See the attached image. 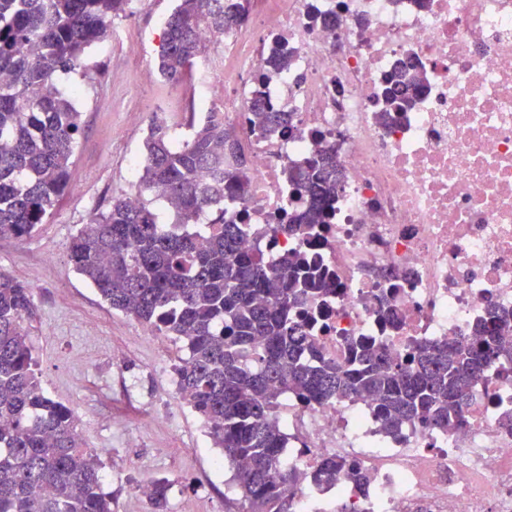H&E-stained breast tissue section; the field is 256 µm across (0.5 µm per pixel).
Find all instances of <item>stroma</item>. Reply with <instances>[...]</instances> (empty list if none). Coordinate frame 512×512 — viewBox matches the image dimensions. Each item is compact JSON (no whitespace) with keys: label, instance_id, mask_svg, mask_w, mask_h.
<instances>
[{"label":"stroma","instance_id":"obj_1","mask_svg":"<svg viewBox=\"0 0 512 512\" xmlns=\"http://www.w3.org/2000/svg\"><path fill=\"white\" fill-rule=\"evenodd\" d=\"M172 9L171 0H145L125 25L160 44ZM138 67L108 38L85 51L74 73L57 76L58 85L77 89L82 113L71 188L32 237L0 239V271L34 289L35 314L25 327L41 383L74 409L116 512H151L138 492L149 476L172 481L169 512H236L233 472L203 419L177 393L178 346L159 345L139 322L112 309L68 259L81 225L126 195L128 160L142 155L153 110L167 96L156 84L136 81Z\"/></svg>","mask_w":512,"mask_h":512}]
</instances>
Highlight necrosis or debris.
<instances>
[{
    "instance_id": "1",
    "label": "necrosis or debris",
    "mask_w": 512,
    "mask_h": 512,
    "mask_svg": "<svg viewBox=\"0 0 512 512\" xmlns=\"http://www.w3.org/2000/svg\"><path fill=\"white\" fill-rule=\"evenodd\" d=\"M334 16L325 24L326 16ZM249 23L225 30L206 71L171 100L218 112L250 166L244 197L224 198V219L270 262L317 256L339 289L314 330L338 363L350 337L403 356L422 341L469 335L488 304L512 312V0H250ZM288 69L269 70L276 39ZM422 63L424 94L397 124L379 123L384 77L395 61ZM262 84L287 124H250ZM330 148L345 173L328 224L307 236L285 221L299 204L285 177ZM402 283V323L382 332L375 313L386 287ZM512 374L491 371L462 431L412 427L386 435L375 406L343 399L314 409L288 405L286 464L297 512H512ZM354 457L365 493L310 475L321 458Z\"/></svg>"
}]
</instances>
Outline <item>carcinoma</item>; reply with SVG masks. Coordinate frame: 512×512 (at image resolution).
<instances>
[{
    "label": "carcinoma",
    "mask_w": 512,
    "mask_h": 512,
    "mask_svg": "<svg viewBox=\"0 0 512 512\" xmlns=\"http://www.w3.org/2000/svg\"><path fill=\"white\" fill-rule=\"evenodd\" d=\"M127 0H0V238L27 239L46 222L69 188L81 133V112L54 83L76 70L85 50L104 40ZM177 0L165 20L156 66L168 84L187 77L208 43L199 33L239 23L245 0ZM381 118L423 90L414 64L385 78ZM256 122H288L255 89ZM190 134L176 138L154 120L144 141L141 198L112 201L71 238L68 258L112 308L158 336L181 343L175 366L180 398L208 426L239 489L238 512H295L296 480L283 459L286 437L277 412L283 394L307 408L336 399L377 404L384 431L461 427L464 410L489 372L512 365V314L490 305L467 336L413 346L403 359L361 339L353 359L336 363L312 336L314 310L337 286L304 253L266 261L245 248L236 224L224 222V194L200 173L224 164L222 177L242 191L245 157L232 129L188 112ZM306 199L288 227L310 233L328 223L342 186L336 153L320 151L304 169L287 170ZM34 289L0 272V512H114L98 454L85 447L72 408L42 387L24 321ZM386 331L400 326L393 294L376 307ZM342 478L357 487L364 470L346 457H327L312 474L328 488ZM154 512L168 504L169 479L150 477Z\"/></svg>",
    "instance_id": "carcinoma-1"
}]
</instances>
